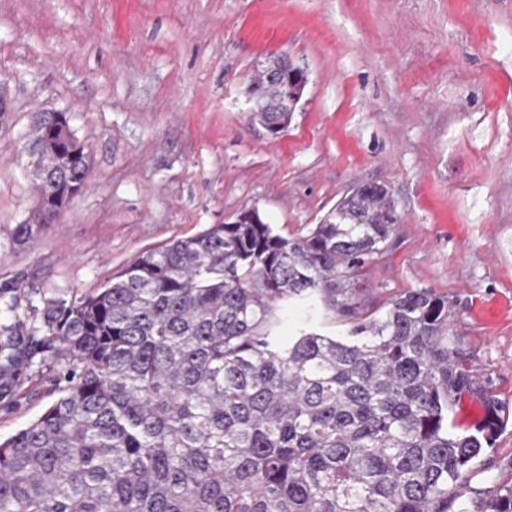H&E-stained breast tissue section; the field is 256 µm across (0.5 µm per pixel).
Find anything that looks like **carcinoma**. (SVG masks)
Wrapping results in <instances>:
<instances>
[{"mask_svg": "<svg viewBox=\"0 0 512 512\" xmlns=\"http://www.w3.org/2000/svg\"><path fill=\"white\" fill-rule=\"evenodd\" d=\"M89 162L75 142L44 149L36 193L52 170L61 213ZM47 223L34 210L12 243ZM395 224L359 184L306 235L218 224L79 297L48 298L24 272L0 281V409L39 382L57 394L0 441V512H467L472 463L503 421L491 402L475 433L449 422L474 381L445 341L448 302L428 288L379 316L355 302ZM291 301L305 312L287 339ZM324 310L347 337L318 326ZM281 321L276 328L278 336H293L303 316V309L298 304L285 305L281 313Z\"/></svg>", "mask_w": 512, "mask_h": 512, "instance_id": "carcinoma-1", "label": "carcinoma"}]
</instances>
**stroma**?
<instances>
[{"label":"stroma","instance_id":"stroma-1","mask_svg":"<svg viewBox=\"0 0 512 512\" xmlns=\"http://www.w3.org/2000/svg\"><path fill=\"white\" fill-rule=\"evenodd\" d=\"M309 83L278 138L245 89L270 52ZM0 281L82 295L140 252L258 209L306 233L358 183L399 217L355 290L372 312L412 288L448 302L475 377L453 403L504 421L464 499L512 488V0H0ZM68 113L91 159L74 203L17 247L32 211L35 113Z\"/></svg>","mask_w":512,"mask_h":512}]
</instances>
